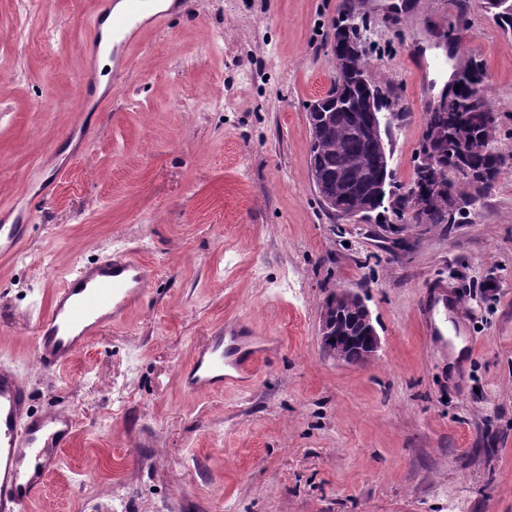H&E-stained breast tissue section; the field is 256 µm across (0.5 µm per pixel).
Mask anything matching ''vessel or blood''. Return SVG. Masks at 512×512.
<instances>
[{
    "label": "vessel or blood",
    "instance_id": "obj_1",
    "mask_svg": "<svg viewBox=\"0 0 512 512\" xmlns=\"http://www.w3.org/2000/svg\"><path fill=\"white\" fill-rule=\"evenodd\" d=\"M123 12L112 10V0H97L95 25L123 32L137 17L153 13L154 0H125ZM88 68L78 98L87 101L98 79V38H90ZM27 231L23 224H0V256L16 252ZM155 271L124 249L85 265L57 289L49 311L39 316L35 356L46 371L59 372L85 349L100 329L115 322L142 301ZM264 349L245 340L233 324L215 328L178 377L190 393L224 387H244L257 376ZM73 415L58 412L32 414L25 379L9 363L0 361V512H27L47 476L56 468L59 452L76 431Z\"/></svg>",
    "mask_w": 512,
    "mask_h": 512
}]
</instances>
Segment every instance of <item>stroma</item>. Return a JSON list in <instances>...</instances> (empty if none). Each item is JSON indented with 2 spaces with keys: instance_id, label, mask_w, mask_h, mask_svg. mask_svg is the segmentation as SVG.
Segmentation results:
<instances>
[{
  "instance_id": "obj_1",
  "label": "stroma",
  "mask_w": 512,
  "mask_h": 512,
  "mask_svg": "<svg viewBox=\"0 0 512 512\" xmlns=\"http://www.w3.org/2000/svg\"><path fill=\"white\" fill-rule=\"evenodd\" d=\"M407 2L181 0L83 107L94 0H0V221L33 215L0 260V359L34 412L78 422L29 512H512V34L482 0ZM348 7L404 114L394 185L415 178L435 76L482 63L506 164L457 223L322 208L306 105L336 78ZM425 41L447 54L424 78ZM123 246L155 268L143 302L43 371L38 313ZM437 281L468 307L454 373L421 306ZM344 287L363 290L381 339L362 367L321 347ZM236 320L276 342L272 363L243 390L184 391L180 367Z\"/></svg>"
}]
</instances>
